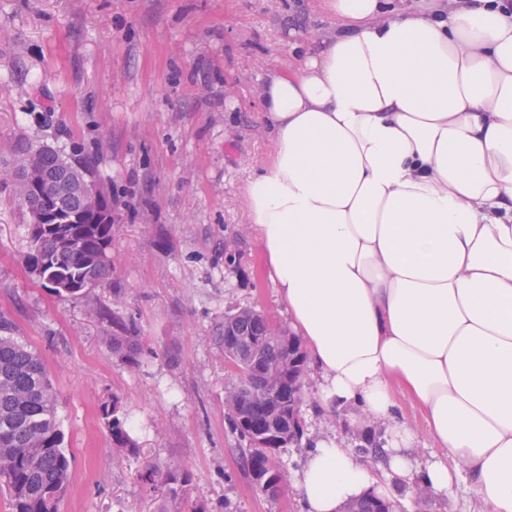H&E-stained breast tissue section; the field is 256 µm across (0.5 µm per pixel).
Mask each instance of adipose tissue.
Here are the masks:
<instances>
[{"label": "adipose tissue", "instance_id": "obj_1", "mask_svg": "<svg viewBox=\"0 0 512 512\" xmlns=\"http://www.w3.org/2000/svg\"><path fill=\"white\" fill-rule=\"evenodd\" d=\"M332 26L268 74L269 163L247 218L326 401L387 422L384 466L318 441L307 512L447 491L449 463L512 512V9L505 0H320ZM448 460L415 465L396 391Z\"/></svg>", "mask_w": 512, "mask_h": 512}]
</instances>
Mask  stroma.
Here are the masks:
<instances>
[{"instance_id": "1", "label": "stroma", "mask_w": 512, "mask_h": 512, "mask_svg": "<svg viewBox=\"0 0 512 512\" xmlns=\"http://www.w3.org/2000/svg\"><path fill=\"white\" fill-rule=\"evenodd\" d=\"M329 24L318 0H0V316L45 362L58 395L70 487L59 512H303L296 489L257 492L225 418L230 372L218 329L247 305L288 326L246 212V186L272 151L261 127L262 83L295 62L298 45ZM95 157L114 200L112 272L59 299L26 262L28 218L6 172L19 142ZM239 258L228 265L224 243ZM135 323L140 365L112 354V317ZM119 397L137 454L113 448L101 415ZM396 418L415 435L418 463L437 450L420 408L397 394ZM306 442L276 460L289 481L307 444L357 447L358 407L323 402L309 375ZM191 476L173 498L142 484L148 466ZM447 492L414 512H482L460 467Z\"/></svg>"}]
</instances>
